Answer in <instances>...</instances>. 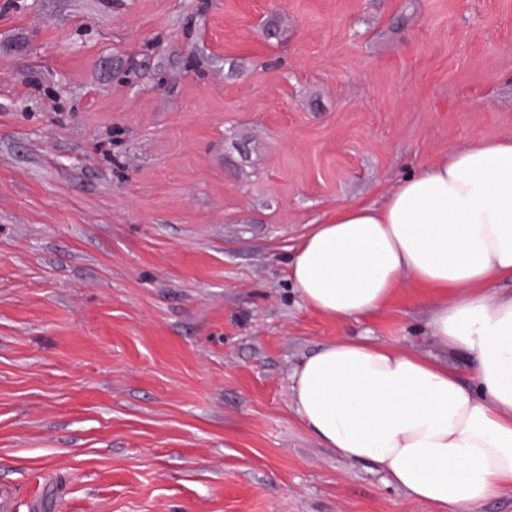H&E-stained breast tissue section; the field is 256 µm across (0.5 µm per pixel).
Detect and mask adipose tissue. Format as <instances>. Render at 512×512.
<instances>
[{"mask_svg": "<svg viewBox=\"0 0 512 512\" xmlns=\"http://www.w3.org/2000/svg\"><path fill=\"white\" fill-rule=\"evenodd\" d=\"M312 311L346 321L402 281L444 294L432 336L468 356L470 385L434 362L362 338L324 345L291 376L293 407L324 447L439 512H478L512 489V137L472 140L402 179L381 205L350 203L290 260Z\"/></svg>", "mask_w": 512, "mask_h": 512, "instance_id": "ef3b65f1", "label": "adipose tissue"}]
</instances>
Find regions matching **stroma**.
<instances>
[{
	"label": "stroma",
	"instance_id": "stroma-1",
	"mask_svg": "<svg viewBox=\"0 0 512 512\" xmlns=\"http://www.w3.org/2000/svg\"><path fill=\"white\" fill-rule=\"evenodd\" d=\"M512 136V0H0V512H435L290 378L364 337L466 375L440 295L308 309L351 202Z\"/></svg>",
	"mask_w": 512,
	"mask_h": 512
}]
</instances>
